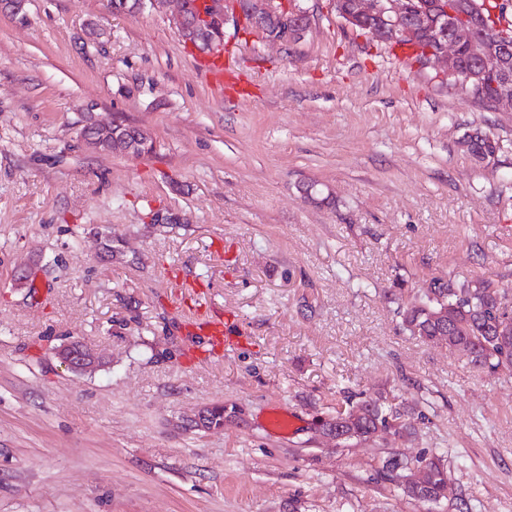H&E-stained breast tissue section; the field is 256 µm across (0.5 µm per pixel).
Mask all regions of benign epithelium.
<instances>
[{
    "mask_svg": "<svg viewBox=\"0 0 512 512\" xmlns=\"http://www.w3.org/2000/svg\"><path fill=\"white\" fill-rule=\"evenodd\" d=\"M175 3L173 27L181 32L207 31L213 44L224 42L227 21L236 23L246 16L251 30L273 44L298 41L312 26L309 12L286 0H206V12L193 20L186 0ZM334 8L344 27L352 31L365 27V36L373 42H428L422 65L450 84L467 83L479 69L497 72L500 87L494 105L512 110V35L492 34L475 0H334ZM276 17L286 24L279 37L265 28V22ZM122 131L124 125L119 123L91 124L82 136L93 149L110 152L112 148L100 144V139ZM55 354L75 373H91L101 365L95 350L80 340L56 348ZM401 482L406 496L416 497L427 484V470L412 465Z\"/></svg>",
    "mask_w": 512,
    "mask_h": 512,
    "instance_id": "1",
    "label": "benign epithelium"
}]
</instances>
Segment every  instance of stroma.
<instances>
[{
	"mask_svg": "<svg viewBox=\"0 0 512 512\" xmlns=\"http://www.w3.org/2000/svg\"><path fill=\"white\" fill-rule=\"evenodd\" d=\"M300 4L297 42L226 26L220 84L165 8L0 12V512H425L377 479L390 448L444 455L469 512H512V376L395 315L433 278L512 297V112ZM112 120L153 153L90 148ZM477 129L494 162L463 146ZM198 315L239 344L207 354ZM76 339L103 367H64ZM384 390L412 438L315 431ZM216 402L223 428L187 427ZM119 132H124L123 124H91L84 128L82 136L87 144L93 149L118 154L116 151L112 150V148L102 146L99 141L106 135L112 134L116 136Z\"/></svg>",
	"mask_w": 512,
	"mask_h": 512,
	"instance_id": "1",
	"label": "stroma"
}]
</instances>
